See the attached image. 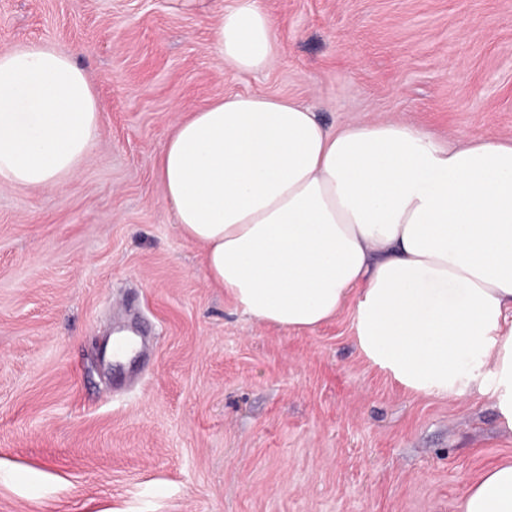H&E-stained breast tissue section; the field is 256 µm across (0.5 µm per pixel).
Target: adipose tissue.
I'll use <instances>...</instances> for the list:
<instances>
[{
  "label": "adipose tissue",
  "mask_w": 512,
  "mask_h": 512,
  "mask_svg": "<svg viewBox=\"0 0 512 512\" xmlns=\"http://www.w3.org/2000/svg\"><path fill=\"white\" fill-rule=\"evenodd\" d=\"M213 42L242 73L281 52L259 0L225 7ZM99 130L97 98L68 55L0 51V183L56 188ZM157 175L210 285L244 315L302 330L353 303L362 352L443 397L469 392L458 358L476 353L512 428V139L442 143L392 119L332 131L304 104L236 93L177 124ZM457 512H512V461L469 485Z\"/></svg>",
  "instance_id": "obj_1"
}]
</instances>
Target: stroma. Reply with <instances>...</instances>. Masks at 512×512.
Returning a JSON list of instances; mask_svg holds the SVG:
<instances>
[{
  "label": "stroma",
  "mask_w": 512,
  "mask_h": 512,
  "mask_svg": "<svg viewBox=\"0 0 512 512\" xmlns=\"http://www.w3.org/2000/svg\"><path fill=\"white\" fill-rule=\"evenodd\" d=\"M261 2L282 52L243 74L210 48L224 0H0V50L71 54L102 116L60 188L0 184V512H456L512 460L489 372L416 392L359 349L352 306L306 330L243 315L157 176L175 124L229 93L331 130L512 139V0ZM130 326L120 381L107 345Z\"/></svg>",
  "instance_id": "stroma-1"
}]
</instances>
